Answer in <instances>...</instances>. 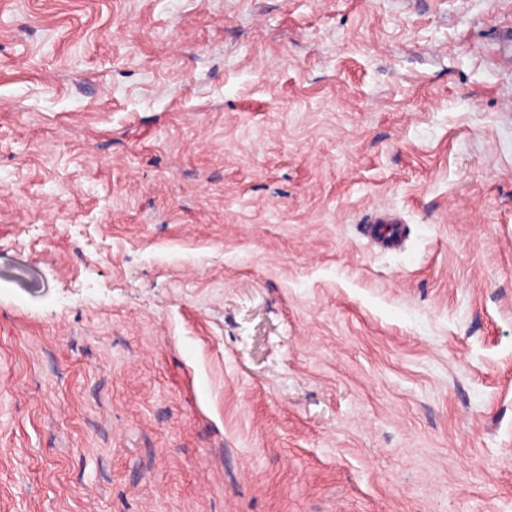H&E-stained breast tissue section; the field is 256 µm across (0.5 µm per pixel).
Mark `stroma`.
Masks as SVG:
<instances>
[{
	"label": "stroma",
	"instance_id": "obj_1",
	"mask_svg": "<svg viewBox=\"0 0 512 512\" xmlns=\"http://www.w3.org/2000/svg\"><path fill=\"white\" fill-rule=\"evenodd\" d=\"M508 36L0 0V512H512ZM390 214L381 213L370 223V238L378 246L386 250L398 249L402 244V227Z\"/></svg>",
	"mask_w": 512,
	"mask_h": 512
}]
</instances>
